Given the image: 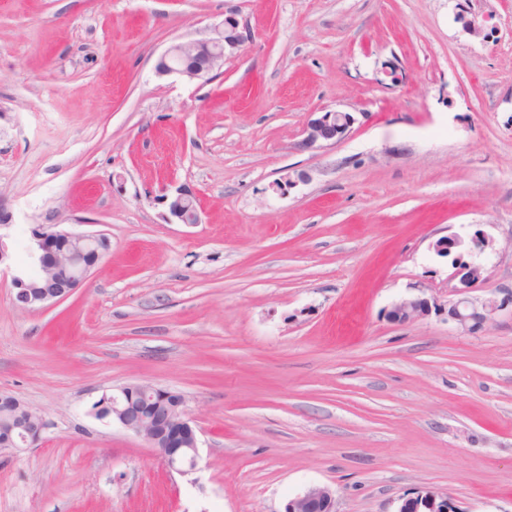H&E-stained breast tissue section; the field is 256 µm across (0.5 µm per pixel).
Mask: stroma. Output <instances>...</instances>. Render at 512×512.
Listing matches in <instances>:
<instances>
[{
  "instance_id": "obj_1",
  "label": "stroma",
  "mask_w": 512,
  "mask_h": 512,
  "mask_svg": "<svg viewBox=\"0 0 512 512\" xmlns=\"http://www.w3.org/2000/svg\"><path fill=\"white\" fill-rule=\"evenodd\" d=\"M231 9L252 38L213 81L156 73ZM327 109L351 131L295 150ZM179 186L200 223L171 221ZM2 215L20 260L51 224L111 249L37 311L0 276V392L46 423L0 451V512H280L312 485L512 512V314L461 332L432 248L485 235L486 290L512 287V0H0ZM411 295L440 311L388 321ZM137 382L184 396L195 472L94 417Z\"/></svg>"
}]
</instances>
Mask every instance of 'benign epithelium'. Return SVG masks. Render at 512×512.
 <instances>
[{
  "label": "benign epithelium",
  "mask_w": 512,
  "mask_h": 512,
  "mask_svg": "<svg viewBox=\"0 0 512 512\" xmlns=\"http://www.w3.org/2000/svg\"><path fill=\"white\" fill-rule=\"evenodd\" d=\"M214 35L198 40L181 41L169 46L158 58L155 71L160 75L175 74L188 81L210 82L224 61L234 57L248 41L247 20L236 11L224 13V20L213 27ZM355 118L342 110H325L307 120L303 137L294 144L300 152H314L335 144L345 137ZM171 217L181 224L200 223V206L196 195L178 189L165 197ZM30 262L35 273L28 275L13 267L9 236L0 232V272L12 274L14 301L27 311L44 309L67 298L86 282L99 265L109 243L104 233H76L40 226L31 234ZM485 240L461 236L436 240L437 255L453 259L451 279L453 299L448 301V320L465 333H475L494 321L502 311H512V289L485 298L472 295L483 282L481 266L464 260V254L483 250ZM440 305L425 297L403 298L385 311L388 320L409 324L428 317ZM0 406L8 411L0 420V448L22 452L41 439L45 422L42 416L17 398L0 394ZM95 415L118 423L143 439L164 461L167 471L187 475L196 470L200 458L198 430L189 418L185 400L177 391L150 383H131L118 393L105 394L94 407ZM281 512H336L334 492L323 486H312L288 498ZM394 512H459L454 499L431 489L410 492L397 500Z\"/></svg>",
  "instance_id": "obj_1"
}]
</instances>
